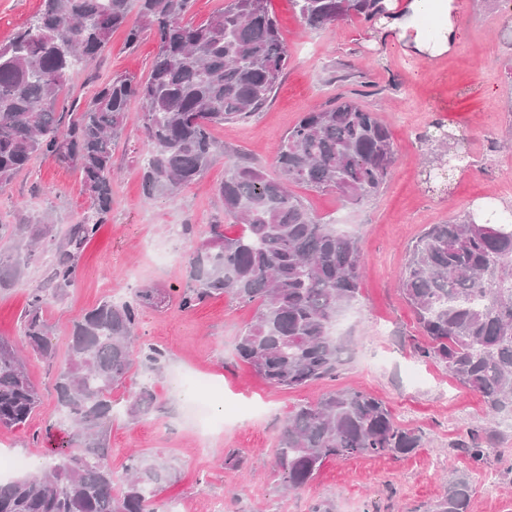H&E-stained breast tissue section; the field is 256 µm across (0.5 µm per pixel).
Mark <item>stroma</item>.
I'll return each mask as SVG.
<instances>
[{"label":"stroma","mask_w":512,"mask_h":512,"mask_svg":"<svg viewBox=\"0 0 512 512\" xmlns=\"http://www.w3.org/2000/svg\"><path fill=\"white\" fill-rule=\"evenodd\" d=\"M269 8L288 44V66L257 119L214 127V139L274 172L276 148L288 129L305 112L344 93L388 125L398 155L384 188L360 204L333 191L295 190L317 215H336L362 252L359 301L336 329L346 343L336 378L296 390L271 387L236 353L254 306L221 296L192 310L178 307L191 243L175 234L176 225L220 221L229 235L241 227L225 220L216 194L224 179L220 158L176 200L145 201L146 146L134 99L125 134L113 149L112 214L82 252L78 284L43 310L53 327L56 358L50 363L29 358L40 406L25 429H0V448L42 462L67 429L55 379L67 358L71 323L103 299H121L149 284L160 289L162 302L142 312L137 336L164 350L166 359L156 370L135 363L131 376L134 385L152 388L157 409L130 419L129 388L115 389L107 439L115 475H122L131 450L171 467V483L153 499L155 512H172L174 504L186 502L195 503L196 512H210L215 499L223 500L224 512H309L319 500L330 501L333 512H423L454 472L471 469L459 445L469 428L486 418L478 396L414 353L418 331L397 282L409 245L427 225L448 223L491 193L512 209V11L503 0H462L463 37L455 51L436 61L394 42L369 41L367 24L356 19L313 30L292 0H269ZM156 51L153 33L131 47L125 30H116L99 58L71 74L62 110L84 103L113 75L146 78ZM440 123L455 134V148L466 157L449 181L436 166V142L421 139ZM90 205L72 165L37 155L0 189V224L47 214L48 236L58 241ZM48 276V264L39 262L13 287L0 290V337L17 340L28 298L46 287ZM350 388L384 400L398 423L425 433L426 446L401 458L330 460L307 486L283 491L275 454L289 411L328 391ZM494 427L500 442L482 471L495 475L497 489L485 494L482 480H475L473 512H512V424L498 421ZM232 455L241 457L240 467L229 464Z\"/></svg>","instance_id":"obj_1"}]
</instances>
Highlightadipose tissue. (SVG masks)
Wrapping results in <instances>:
<instances>
[{"label":"adipose tissue","instance_id":"1","mask_svg":"<svg viewBox=\"0 0 512 512\" xmlns=\"http://www.w3.org/2000/svg\"><path fill=\"white\" fill-rule=\"evenodd\" d=\"M459 0H391L386 17L371 34L389 38L415 54L436 58L451 52L462 39L457 15Z\"/></svg>","mask_w":512,"mask_h":512}]
</instances>
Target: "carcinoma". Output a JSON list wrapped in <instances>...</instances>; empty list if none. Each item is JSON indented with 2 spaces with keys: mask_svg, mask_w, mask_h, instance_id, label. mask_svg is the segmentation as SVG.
<instances>
[{
  "mask_svg": "<svg viewBox=\"0 0 512 512\" xmlns=\"http://www.w3.org/2000/svg\"><path fill=\"white\" fill-rule=\"evenodd\" d=\"M130 2L43 0L37 15L0 46V190L42 154L74 164L91 200L90 211L58 244L37 224L0 225V240L10 242L0 249V289L52 253L48 287L31 295L19 325L21 343L44 361L54 359V349L43 309L76 285L83 248L112 213V147L125 132L129 100L141 103L144 198L173 199L223 150L211 128L257 117L288 66V45L268 0H226L220 13L199 23L186 18L191 0H138L134 25L128 24ZM293 2L314 29L388 14L385 0ZM121 27L131 46L147 30L156 36L147 78L114 76L85 108L58 111L71 71L93 62ZM397 161L390 128L356 98L339 96L288 130L274 173L230 162L218 194L224 218L243 225L242 233L228 237L222 224L203 232L196 224L180 225L177 232L196 244L179 307L192 310L224 295L256 305L237 352L274 388L336 376L345 345L335 326L358 301L362 255L355 237L316 215L289 186L334 191L359 204L379 192ZM399 287L424 337L415 353L479 395L487 416L512 419V223L477 224L466 213L429 225L409 249ZM159 296L154 287L139 288L72 323L69 360L55 383L58 408L72 431L52 461L24 478L0 481V512H151L157 489L172 480L170 468L132 452L124 484L114 489L107 430L112 391L125 385L135 361H164L160 350L134 345L140 314ZM154 401L153 391L141 385L131 392L126 413L146 417ZM39 402L18 347L0 338V428L26 427ZM496 441V430L476 427L460 448L478 469ZM424 445L422 432L396 424L383 400L343 389L291 410L276 463L290 490L313 481L330 459L400 457ZM472 494L471 474L457 472L424 512H470Z\"/></svg>",
  "mask_w": 512,
  "mask_h": 512,
  "instance_id": "cac0c4a2",
  "label": "carcinoma"
}]
</instances>
